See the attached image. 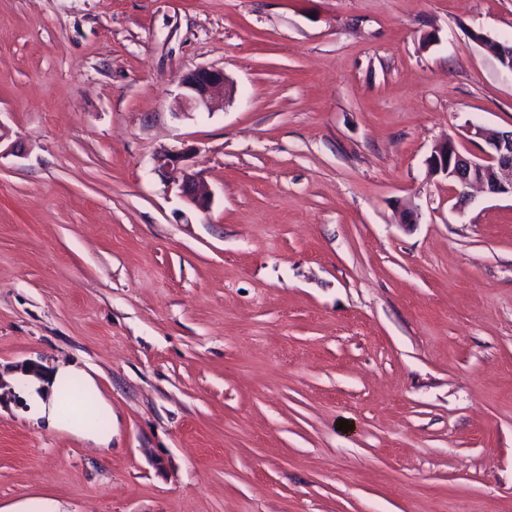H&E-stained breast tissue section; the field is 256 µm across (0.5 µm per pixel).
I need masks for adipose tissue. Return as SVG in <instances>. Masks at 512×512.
I'll list each match as a JSON object with an SVG mask.
<instances>
[{"label":"adipose tissue","mask_w":512,"mask_h":512,"mask_svg":"<svg viewBox=\"0 0 512 512\" xmlns=\"http://www.w3.org/2000/svg\"><path fill=\"white\" fill-rule=\"evenodd\" d=\"M81 379L84 390L96 391L97 384L93 377L79 371L70 364L58 365L55 371L46 378L26 375L21 378L20 385L25 394L28 414L34 422L44 424L51 429H60L70 434L90 440L95 444L106 446L112 440V433L100 429L96 423L99 414L111 413L112 408L105 400H98L92 409H85L81 400H74V411L70 416H63L59 401V390L73 379Z\"/></svg>","instance_id":"obj_1"}]
</instances>
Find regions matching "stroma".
Instances as JSON below:
<instances>
[{"mask_svg": "<svg viewBox=\"0 0 512 512\" xmlns=\"http://www.w3.org/2000/svg\"><path fill=\"white\" fill-rule=\"evenodd\" d=\"M480 34L512 0H0V512H512V198L427 167L512 129ZM60 363L110 447L26 416ZM179 85L183 89L181 104L184 107L183 112H175L179 116H192L195 111L202 110L210 112L219 95L224 97L230 92L224 71L206 67H198L183 74ZM181 195L199 210H207L213 201V192L197 172H185L180 185Z\"/></svg>", "mask_w": 512, "mask_h": 512, "instance_id": "stroma-1", "label": "stroma"}]
</instances>
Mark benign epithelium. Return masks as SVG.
Instances as JSON below:
<instances>
[{"mask_svg":"<svg viewBox=\"0 0 512 512\" xmlns=\"http://www.w3.org/2000/svg\"><path fill=\"white\" fill-rule=\"evenodd\" d=\"M477 40L486 50L494 46L500 53L501 66L512 71V42H500L484 35L477 36ZM179 85L183 89V116L212 110L219 96L230 92L224 71L206 67L183 74ZM469 133L482 141L479 153L463 154L449 137L434 146L428 160L430 172L448 180V187L460 204L468 201L469 190L474 187L494 196H512V130L490 132L475 126ZM180 192L189 204L200 210L208 209L213 201L211 188L197 172L184 174Z\"/></svg>","mask_w":512,"mask_h":512,"instance_id":"benign-epithelium-1","label":"benign epithelium"}]
</instances>
